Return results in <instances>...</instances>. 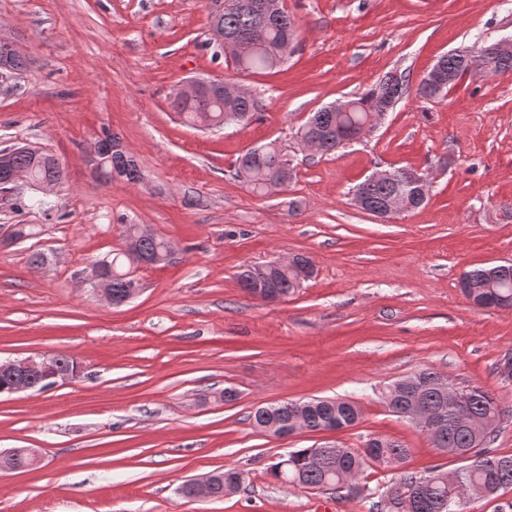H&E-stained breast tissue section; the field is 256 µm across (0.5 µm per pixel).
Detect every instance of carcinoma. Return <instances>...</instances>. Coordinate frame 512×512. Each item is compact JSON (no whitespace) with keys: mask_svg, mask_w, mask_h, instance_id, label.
<instances>
[{"mask_svg":"<svg viewBox=\"0 0 512 512\" xmlns=\"http://www.w3.org/2000/svg\"><path fill=\"white\" fill-rule=\"evenodd\" d=\"M262 0H229L224 14L213 15L210 30L214 37L224 38L230 46L231 62L236 70L258 73L272 70L283 63L282 47L298 37V25L288 12L281 11L276 19L260 9ZM488 68L498 73L512 71V55L503 56L497 43L482 44L463 54L452 52L440 57L432 70L442 77L433 81L423 77L416 88V97L431 101L446 93L448 73L460 78L479 76ZM408 92L406 77L387 73L364 95L342 101L344 108L330 105L311 115L314 122L301 128V139L319 141V152L328 154L344 148L355 140L358 128L371 121H382L384 109L394 106ZM261 105L251 94L235 99L217 98L188 101L174 98L171 108L189 126L208 122L224 129L230 124L248 121ZM287 153L273 143L250 149L235 163L232 176L253 193L268 194L271 186L285 187L292 168L287 166ZM393 195L405 197L411 209H419L429 195L416 192L406 179L378 183L368 193L369 207L380 210ZM125 233L138 238L141 255L151 256L163 251L165 239L152 231H143L141 224L125 225ZM112 275V293L124 292L129 281L131 257L116 253L107 261ZM311 264L308 257L298 255L288 265L267 266L269 288L284 297L299 287V270ZM463 295L478 307L512 309V263L489 268H476L460 281ZM420 400V406L437 414L440 425L425 433L433 447L454 455L462 449L478 448L475 464L453 471L436 469L427 475L404 470L409 449L401 443L383 437L368 440L374 447L358 452L351 448L325 445L319 448H300L288 454L283 466L277 462L270 467L273 479L303 488H341L345 476L359 473L367 459L396 467L398 477L376 502L378 512H462L466 499L490 497L512 487V454L484 455L483 441L490 442L504 414L499 399L480 386H458L447 376L432 368H424L390 383L383 391V400L395 415L402 417L410 401ZM463 400L467 413L460 417L454 404ZM303 416L308 430L321 431L336 424L356 425L361 412L356 402L347 399H309L284 401L257 408L251 415L253 427L262 420L282 424Z\"/></svg>","mask_w":512,"mask_h":512,"instance_id":"carcinoma-1","label":"carcinoma"}]
</instances>
